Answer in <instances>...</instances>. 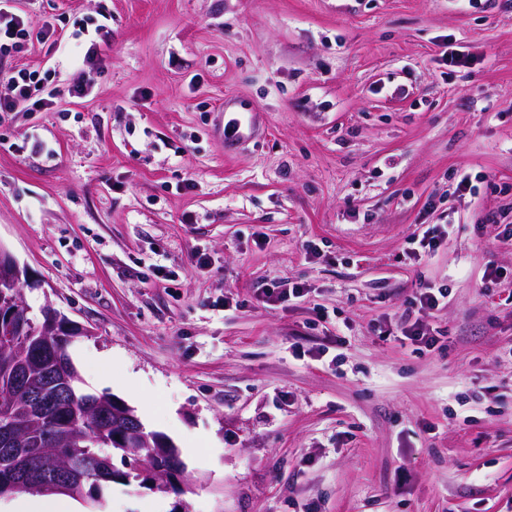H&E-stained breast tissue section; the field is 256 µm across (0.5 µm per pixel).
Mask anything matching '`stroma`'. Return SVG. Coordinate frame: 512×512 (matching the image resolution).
Masks as SVG:
<instances>
[{"instance_id":"stroma-1","label":"stroma","mask_w":512,"mask_h":512,"mask_svg":"<svg viewBox=\"0 0 512 512\" xmlns=\"http://www.w3.org/2000/svg\"><path fill=\"white\" fill-rule=\"evenodd\" d=\"M16 4L64 33L20 59L87 91L0 119V245L190 483L82 512H512V0ZM227 99L258 114L231 154ZM424 280L450 291L431 351L380 333ZM445 238V230L440 229L437 225L428 228L422 233V236L411 235L408 239L410 247V254L417 260H421L422 257L428 256L436 252L442 245Z\"/></svg>"}]
</instances>
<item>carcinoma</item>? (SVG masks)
<instances>
[{"instance_id":"obj_1","label":"carcinoma","mask_w":512,"mask_h":512,"mask_svg":"<svg viewBox=\"0 0 512 512\" xmlns=\"http://www.w3.org/2000/svg\"><path fill=\"white\" fill-rule=\"evenodd\" d=\"M20 294L15 288L0 284V310L18 306ZM74 337L56 328L53 318L26 317L24 330L14 336L0 335V394L13 389L18 373L26 376L30 386L44 392L48 406L36 410L20 396L13 403L14 430L26 441L49 443V449L36 465L38 471H53L61 459H82L91 468L72 479V498L99 499L112 483L136 482L149 487L152 478L143 474L141 462L166 463L180 458L177 448H158L145 431V439L135 448H124L114 438L121 426L112 415V395L87 392L77 371L69 346ZM120 458L123 469L113 463Z\"/></svg>"}]
</instances>
